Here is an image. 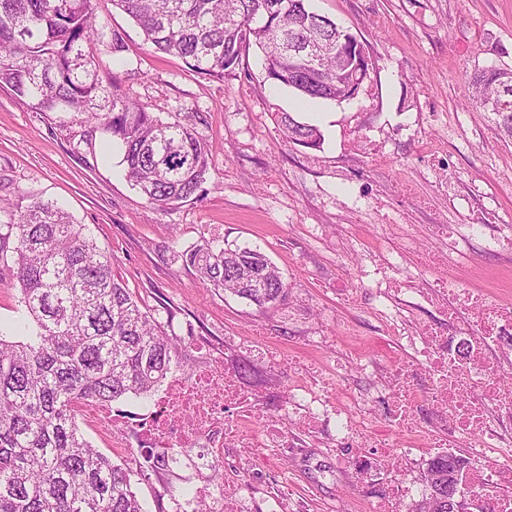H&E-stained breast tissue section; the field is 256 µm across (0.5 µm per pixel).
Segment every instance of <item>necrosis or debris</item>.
<instances>
[{"instance_id": "obj_1", "label": "necrosis or debris", "mask_w": 512, "mask_h": 512, "mask_svg": "<svg viewBox=\"0 0 512 512\" xmlns=\"http://www.w3.org/2000/svg\"><path fill=\"white\" fill-rule=\"evenodd\" d=\"M396 265L393 259L375 264L376 287L418 295L436 307L445 325L425 323L406 335L413 355L394 367L388 418L405 434L422 432V420L415 411L422 390L413 374L424 370L429 380L424 391L437 417L430 436L432 447L453 449L478 435L487 439L495 464L463 469L461 479L468 486L487 488L484 512H512V386L502 380L505 363L512 360V307L482 292L455 288L447 279L424 286L398 280L393 275ZM290 404L298 412L302 429L312 431L326 419H335L340 441L373 421L358 398L339 407L311 386L297 388ZM256 406L255 396L216 358L192 375L168 374L154 394L149 414L131 419L133 437L118 436L115 445L124 449L133 442L142 452L192 448L203 473L222 457L228 444L247 455L258 446L287 447L288 431L277 416L265 419L261 439L242 433L240 420L250 418Z\"/></svg>"}]
</instances>
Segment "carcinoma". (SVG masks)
Wrapping results in <instances>:
<instances>
[{
	"label": "carcinoma",
	"mask_w": 512,
	"mask_h": 512,
	"mask_svg": "<svg viewBox=\"0 0 512 512\" xmlns=\"http://www.w3.org/2000/svg\"><path fill=\"white\" fill-rule=\"evenodd\" d=\"M157 54L178 56L200 75L222 77L242 48L264 53L268 80L297 95L336 100L355 67L320 56L311 74L288 58L313 34L336 41L339 24L309 14L307 0H112ZM95 0H0V87L31 111L83 117L123 149L127 178L148 203L164 210L196 195L208 174L210 145L188 123L164 121L107 88L93 47ZM288 32V45L271 32ZM473 101L496 93L497 125L512 138V77L482 69L470 77ZM286 141L317 148L320 130L277 113ZM20 284L27 333L0 331V512H144L132 472L110 460L80 431L71 411L77 397L110 404L149 399L179 366L171 340L112 273V257L85 225L56 203L31 199L0 224ZM197 277L262 309L288 290L279 268L259 249L217 248L206 242L175 253ZM462 460L437 455L428 463L430 493L415 512H448V471Z\"/></svg>",
	"instance_id": "1"
}]
</instances>
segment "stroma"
I'll list each match as a JSON object with an SVG mask.
<instances>
[{
	"label": "stroma",
	"mask_w": 512,
	"mask_h": 512,
	"mask_svg": "<svg viewBox=\"0 0 512 512\" xmlns=\"http://www.w3.org/2000/svg\"><path fill=\"white\" fill-rule=\"evenodd\" d=\"M364 43L374 69L358 95L341 103L304 100L265 79L262 56L246 48L223 79L193 72L181 58L153 53L141 30L111 0H97L95 47L104 79L163 119L189 117L211 146L199 196L160 210L125 175L110 135L59 113L39 114L0 89V221L24 196L58 202L112 256V272L181 345L193 372L221 352L226 368L247 360L244 384L260 400L247 428L260 436L266 416L290 418L297 385L327 380L329 397L356 396L375 419L365 438L330 447L332 422L314 433L289 427L286 448L254 458L224 451V480L239 483L250 512H273L288 494L291 512H373L388 483L418 493L398 512H415L434 456L427 438L411 439L385 421L382 387L407 355L396 323L434 320L410 297L388 305L365 272L398 257L402 277L427 281L416 254L440 245L435 224L488 225L512 234V139L496 117L472 105L475 70L512 68V0H309ZM126 49L112 53V32ZM317 126L311 149L286 142L276 115ZM260 248L280 269L288 293L261 309L201 281L173 253L202 242ZM444 276L512 305V255L473 246L449 251ZM148 401L112 404L111 430L79 419L85 438L133 472L147 512H177L202 482L191 467L140 475L135 454L113 448L126 417ZM389 438L387 448L377 447ZM375 461L367 476L353 463Z\"/></svg>",
	"instance_id": "obj_1"
}]
</instances>
